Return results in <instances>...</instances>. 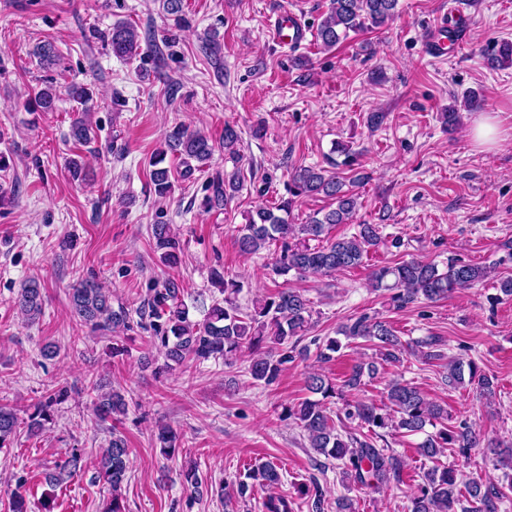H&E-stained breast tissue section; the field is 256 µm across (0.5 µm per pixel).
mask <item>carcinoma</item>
Here are the masks:
<instances>
[{
    "mask_svg": "<svg viewBox=\"0 0 512 512\" xmlns=\"http://www.w3.org/2000/svg\"><path fill=\"white\" fill-rule=\"evenodd\" d=\"M398 0H329L326 16L318 24L315 39L324 50H330L346 40L350 34L385 25L396 14ZM108 42L112 54L130 60L142 56L137 29L125 22L112 25ZM57 94L52 85L45 86L28 99L33 111L52 112L56 108ZM96 135L93 126L84 117L72 121L70 136L79 144L90 143ZM179 158L176 170L161 166L164 154ZM213 144L199 132L179 125L168 130L164 137V149L153 161L151 182L159 197L167 196L173 187V177L183 181L193 179L212 159ZM208 188L211 194L203 201V208L222 206L240 191L239 178H216ZM290 197L282 199L275 207H259L252 211L246 224L240 229L236 244L240 252L254 254L275 246L273 271L299 275H327L337 270L357 267L371 249L381 240L379 224H360L350 237L327 238L329 230L337 224H347L357 211V198L346 183V178L323 167L299 166L291 173ZM302 195H323L334 205L322 216H312L305 224L288 223V215L294 199ZM152 236L157 249L161 250L162 262L176 266L181 253V240L172 232L170 225L159 222L152 225ZM326 241L321 246H310L309 241ZM215 281L222 285L224 304L216 303L203 322H193L181 300V283L175 278L164 280L160 287L151 289L137 310L140 321H148L154 332V342L164 359L159 370L165 372L182 366L188 360L204 362L211 358L233 359L246 348L250 351L248 373L251 379L266 385L275 381L293 361L288 351V339L300 336L312 317L310 301L294 290H281L253 305L243 308L236 301L241 285L213 271ZM488 276L487 267L460 260L448 261L444 270L418 258L393 266H382L372 273V286L393 292L392 299L404 307L424 298L442 300L457 289L472 288ZM71 307L80 322L98 331H113L122 326L130 328L129 313L112 308V296L95 281L86 279L72 289ZM16 306L22 317L33 322L43 313V294L40 284L31 280L20 288ZM341 334L348 340L367 339L376 342L380 360L386 364L401 362L404 346L393 327L386 321L373 320L368 316L358 318L345 326ZM375 363L355 364L345 375L342 387L358 390L364 375H373ZM473 384L482 398L496 396L493 377L483 373L476 362L467 365L448 364V383L452 386ZM96 393L94 410L103 419H118L126 414L124 396L107 390L96 380L90 381ZM306 388L321 395L318 400L306 399L296 405L283 407L281 417L292 419L305 433L309 447L328 462L336 461L342 485L347 490L367 489L373 492L391 484L404 482L401 459L389 447L379 445L385 434L405 432L425 433L426 426L436 428L426 433L418 444L417 453L435 462L424 472L420 483L409 496L408 512H498L504 493L495 485L485 486L475 480L464 479L463 472L450 464L438 463V457L449 448L457 449L466 458L474 448L480 447L481 439L475 429L462 423L454 430L448 429V410L429 400L419 389L394 380L388 384V404L380 405L371 400H358L346 404L344 415L358 421L367 432L357 435L337 429L331 410L325 400L338 395L336 385L323 375L308 376ZM66 389L60 388L43 397L28 417L27 428L32 434L43 427L50 408L60 400ZM19 422L14 411L0 406V448H8L18 434ZM157 442L161 453L171 458L178 451L177 437L168 428H159ZM495 456L498 465L508 469L504 477L512 487V448L498 443L486 445ZM130 448L125 439L112 433L98 462L100 477L112 491L107 512H125L121 490L127 480ZM80 454L73 450L64 460L53 463L49 483L54 485L79 469ZM281 483L280 468L272 461L250 466L239 472L233 488L239 498L251 495L259 486L268 491L262 502L263 512H293L288 496L274 492Z\"/></svg>",
    "mask_w": 512,
    "mask_h": 512,
    "instance_id": "obj_1",
    "label": "carcinoma"
}]
</instances>
